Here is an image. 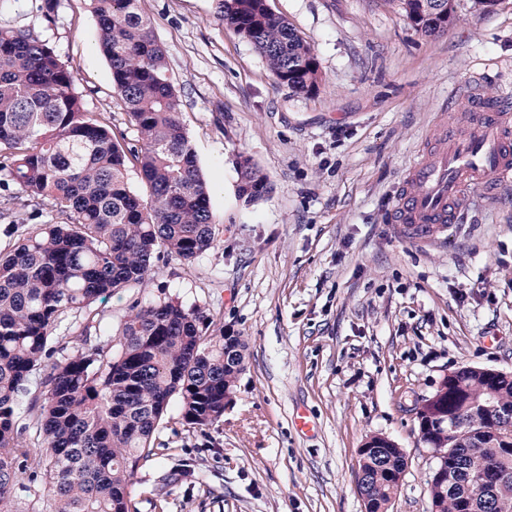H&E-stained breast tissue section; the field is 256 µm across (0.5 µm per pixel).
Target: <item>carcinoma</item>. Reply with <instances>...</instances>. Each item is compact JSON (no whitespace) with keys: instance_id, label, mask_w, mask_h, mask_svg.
Segmentation results:
<instances>
[{"instance_id":"cac0c4a2","label":"carcinoma","mask_w":512,"mask_h":512,"mask_svg":"<svg viewBox=\"0 0 512 512\" xmlns=\"http://www.w3.org/2000/svg\"><path fill=\"white\" fill-rule=\"evenodd\" d=\"M140 0H92L97 45L112 87L137 132L136 146L110 122L87 112L74 72L54 48L22 30L0 26V185L43 199L65 217L41 224L0 255V512H136L128 486L155 447V433L177 405L181 424L203 431L233 403L245 370L241 336L208 333L205 312L175 300L131 304L119 329L105 335L91 306L144 288L163 253L191 263L215 246V217L196 152L180 120L181 100L167 75L163 48L139 10ZM230 24L266 59L275 79L296 93L319 88L310 45L267 0H214ZM416 29L456 21L448 0H400ZM138 171L145 194L134 192ZM239 195L254 201L268 183L253 164L239 174ZM67 312L79 317L70 342L53 333ZM41 387L26 405L22 397ZM484 386L462 368L424 400L420 440L433 451L431 512H512V379L496 388L511 416L470 405ZM457 430L497 431L495 441ZM407 466L403 449L360 457L356 489L368 512H390ZM41 484L38 506L21 508L17 490Z\"/></svg>"}]
</instances>
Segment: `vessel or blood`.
I'll return each mask as SVG.
<instances>
[{
  "label": "vessel or blood",
  "instance_id": "1",
  "mask_svg": "<svg viewBox=\"0 0 512 512\" xmlns=\"http://www.w3.org/2000/svg\"><path fill=\"white\" fill-rule=\"evenodd\" d=\"M471 114L463 130L441 128L434 145L407 169L392 221L412 239L430 242L447 232L475 190L494 194L512 177V111L470 83Z\"/></svg>",
  "mask_w": 512,
  "mask_h": 512
}]
</instances>
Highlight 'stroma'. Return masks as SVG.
Here are the masks:
<instances>
[{
  "label": "stroma",
  "mask_w": 512,
  "mask_h": 512,
  "mask_svg": "<svg viewBox=\"0 0 512 512\" xmlns=\"http://www.w3.org/2000/svg\"><path fill=\"white\" fill-rule=\"evenodd\" d=\"M0 0V25L48 41L88 112L135 142L90 0ZM319 64L317 93L280 84L213 0H140L182 100L210 188L215 246L156 260L147 287L96 302L105 333L133 302L174 299L247 343L233 405L205 432L176 414L129 487L137 512H363L359 449L382 434L407 467L391 512H429L434 459L413 408L471 366L512 373V180L474 192L437 243L399 236L390 217L409 165L440 120L456 124L472 77L512 108V0H455L444 31L416 30L399 0H268ZM268 181L238 193L241 158ZM60 215L0 187V252ZM306 413L311 432L295 418Z\"/></svg>",
  "instance_id": "obj_1"
}]
</instances>
